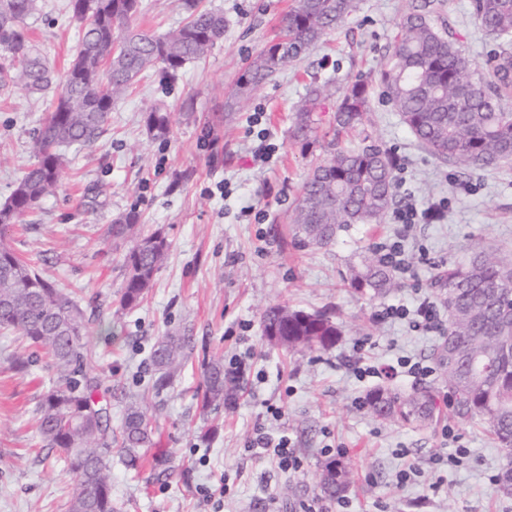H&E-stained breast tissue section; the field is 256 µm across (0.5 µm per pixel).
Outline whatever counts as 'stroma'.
Masks as SVG:
<instances>
[{
  "label": "stroma",
  "instance_id": "obj_1",
  "mask_svg": "<svg viewBox=\"0 0 512 512\" xmlns=\"http://www.w3.org/2000/svg\"><path fill=\"white\" fill-rule=\"evenodd\" d=\"M136 26L159 33L186 18L183 0H144ZM471 0H443L436 23L449 26L472 65L486 70L494 40L474 18ZM69 0H37L26 26L56 73L76 54L80 25ZM223 12L224 38L175 76L160 67L112 106L110 120L90 147L65 148L68 159L56 190L0 240L59 287L76 291L90 313L94 356L85 370L99 385L112 427L124 403L144 399L152 409L153 459L137 472L112 461V496L123 512H512V495L495 480L505 454L476 418L440 399L430 424H387L356 406L380 378L355 366L406 357L434 365L436 330L413 328L423 301H437L436 273L473 245L512 250V165L469 172L431 157L398 112L373 92L364 126L348 144L392 151L401 168L395 197L418 209L441 207V220L411 224L387 211L380 224H355L328 247L292 245L289 213L312 165L332 136L335 97L319 114L318 140L293 144L294 105L311 82L341 88L384 63L407 0H360V8L293 66L255 91L240 110L225 112V94L247 63L278 35L297 0H202ZM52 98L16 84L0 91V203L33 164L31 142ZM172 112L166 138H154L145 118L154 107ZM275 148L265 167L252 162L260 132ZM215 148H207V141ZM137 212L169 244L144 303L122 311L115 300L124 280L130 241L107 237L117 217ZM400 244L408 269L400 288L382 298L353 292L348 279L365 256ZM274 303L328 313L341 328L336 344L315 353H288L263 339L261 313ZM390 305L403 319L382 320ZM191 336L194 350L162 398L148 388L150 352L159 336ZM367 340L355 352L358 340ZM241 362L244 391L234 406L203 412L198 391L203 362L212 355ZM23 357L25 370L13 367ZM53 372L19 336L0 332V512H66L67 474L44 449L37 408ZM282 408L273 419L268 406ZM287 434L302 466L284 473L247 450L256 429ZM332 448L343 449L351 481L341 498L327 499L318 473ZM412 473L399 483L400 470ZM225 479L228 492L205 499Z\"/></svg>",
  "mask_w": 512,
  "mask_h": 512
}]
</instances>
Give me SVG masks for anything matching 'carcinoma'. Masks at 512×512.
<instances>
[{
	"instance_id": "carcinoma-1",
	"label": "carcinoma",
	"mask_w": 512,
	"mask_h": 512,
	"mask_svg": "<svg viewBox=\"0 0 512 512\" xmlns=\"http://www.w3.org/2000/svg\"><path fill=\"white\" fill-rule=\"evenodd\" d=\"M188 16L180 27L163 34L133 26L142 0H70L71 17L82 28L76 57L58 76L34 47L25 20L35 0H0V90L21 78L32 93L60 89L57 102L37 130L31 150L36 163L20 178L0 206V226L13 224L35 209L57 184L64 164L62 149L90 146L104 131L115 99L125 95L157 63L173 75L203 57L224 38V14L185 0ZM359 0H298L284 20L282 34L255 57L229 92L225 109L233 112L260 85L309 52L324 35L357 11ZM435 0L410 3L401 15L386 63L376 81L403 124L435 159L465 171H494L512 162V0H473L481 27L499 39L490 67L472 69L465 50L449 29L437 27ZM328 96L327 84H311L295 108L290 138L307 148L314 133V112ZM370 112V82L358 79L337 97L334 138L327 157L315 163L291 217L297 248L328 247L350 224H378L393 200L395 157L376 145L341 148L336 138L362 125ZM146 126L158 138L170 132V113L155 109ZM130 212L108 225L114 238H132L125 279L118 294L122 310L138 306L153 285L168 244L159 232L137 228ZM448 328L433 355L442 372L448 400L458 414L478 416L488 426L508 462L497 486L512 478V259L476 247L463 262L437 273ZM349 287L383 297L399 287L390 263L368 261ZM86 311L73 293L57 288L0 244V331L16 332L42 351L55 372L52 387L38 407V431L46 449L63 465L71 481L67 512H116L112 500V452L126 468L138 470L153 447L151 418L137 400L126 402L118 432L107 427L98 385L87 377L91 352L83 342ZM263 335L288 352L320 351L336 343L340 330L325 313H307L286 305L262 313ZM191 338L168 334L150 355V389L160 397L174 373L191 354ZM242 375H231L217 357L204 361L202 407L235 405ZM370 412L387 422H429L437 409L436 391L416 388L408 394L388 387L371 390ZM350 474L335 461L325 464L319 488L324 497L340 496Z\"/></svg>"
}]
</instances>
